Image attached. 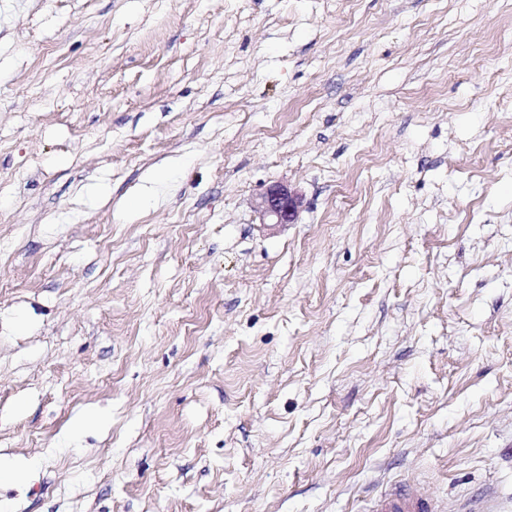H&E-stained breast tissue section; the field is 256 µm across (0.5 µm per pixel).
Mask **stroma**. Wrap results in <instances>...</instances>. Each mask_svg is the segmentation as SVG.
Instances as JSON below:
<instances>
[{
  "label": "stroma",
  "instance_id": "obj_1",
  "mask_svg": "<svg viewBox=\"0 0 512 512\" xmlns=\"http://www.w3.org/2000/svg\"><path fill=\"white\" fill-rule=\"evenodd\" d=\"M0 455V512H512V0H0ZM303 197L284 184H274L254 199L262 224H294L303 207ZM441 508L434 496L416 486L398 483L373 497L369 512H445Z\"/></svg>",
  "mask_w": 512,
  "mask_h": 512
}]
</instances>
